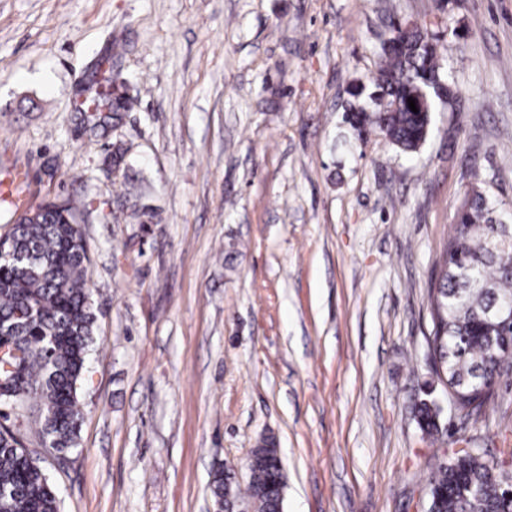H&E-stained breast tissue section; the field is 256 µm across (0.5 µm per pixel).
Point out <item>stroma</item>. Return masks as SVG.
<instances>
[{
  "mask_svg": "<svg viewBox=\"0 0 512 512\" xmlns=\"http://www.w3.org/2000/svg\"><path fill=\"white\" fill-rule=\"evenodd\" d=\"M394 18L453 46L457 103L410 156L343 121ZM109 75L130 106L94 128L80 105ZM12 168L25 209L89 205L78 444L62 466L27 445L59 512H216L215 468L247 489L266 438L284 512H426L454 449L512 454V387L453 423L427 362L465 191L512 203V0H0ZM133 177L151 219H109Z\"/></svg>",
  "mask_w": 512,
  "mask_h": 512,
  "instance_id": "35a3bbf8",
  "label": "stroma"
}]
</instances>
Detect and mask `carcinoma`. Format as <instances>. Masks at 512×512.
<instances>
[{
	"label": "carcinoma",
	"instance_id": "1",
	"mask_svg": "<svg viewBox=\"0 0 512 512\" xmlns=\"http://www.w3.org/2000/svg\"><path fill=\"white\" fill-rule=\"evenodd\" d=\"M390 27L372 77L375 91L369 103L346 112L345 122L360 137L375 131L401 151L414 152L432 131L436 102L452 104L454 91L441 74L439 36L414 22L394 20ZM500 204L472 185L456 210L430 288L431 358L466 416L480 415L495 401L496 385L512 377V354L501 357L512 323L499 315L503 304L512 303V224L497 215ZM80 214L67 201L20 215L6 247L23 261L0 270V340L21 351L0 357V388L14 379L11 367L22 366L25 405L40 412L35 434L57 453L74 447L78 438L77 386L95 324ZM418 424L430 436L440 432L434 405L422 403ZM277 454L272 443L252 450L248 494L257 512H280L284 485L272 472ZM501 484L495 458L462 449L431 473L428 512H512ZM212 492L227 512L239 495L231 474L221 468ZM0 512H59L45 474L7 429L0 430Z\"/></svg>",
	"mask_w": 512,
	"mask_h": 512
}]
</instances>
